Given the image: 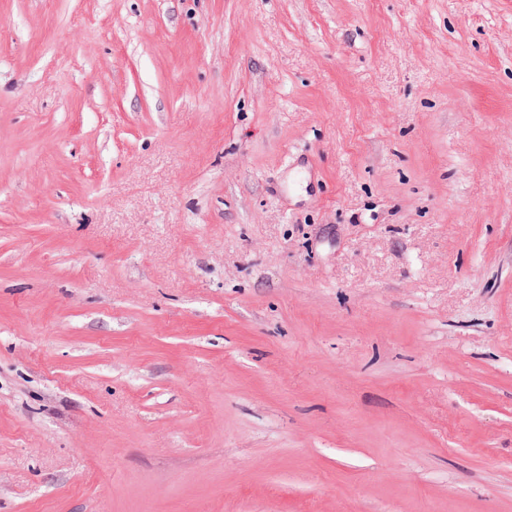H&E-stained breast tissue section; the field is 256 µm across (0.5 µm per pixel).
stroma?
Returning a JSON list of instances; mask_svg holds the SVG:
<instances>
[{
    "label": "stroma",
    "instance_id": "1",
    "mask_svg": "<svg viewBox=\"0 0 512 512\" xmlns=\"http://www.w3.org/2000/svg\"><path fill=\"white\" fill-rule=\"evenodd\" d=\"M0 512H512V0H0Z\"/></svg>",
    "mask_w": 512,
    "mask_h": 512
}]
</instances>
